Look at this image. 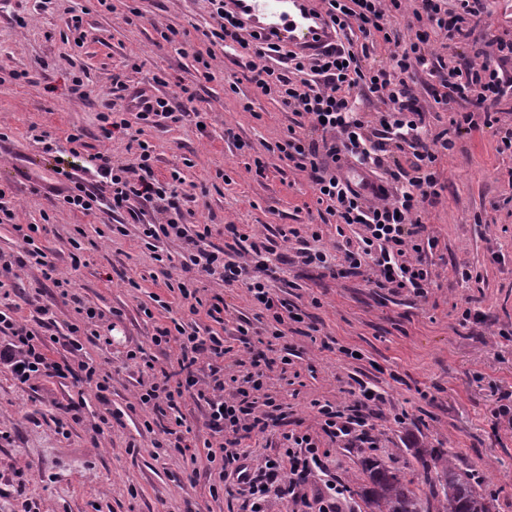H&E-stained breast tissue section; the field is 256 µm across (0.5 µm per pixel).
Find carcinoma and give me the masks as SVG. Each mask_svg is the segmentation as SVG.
I'll return each instance as SVG.
<instances>
[{
    "label": "carcinoma",
    "mask_w": 512,
    "mask_h": 512,
    "mask_svg": "<svg viewBox=\"0 0 512 512\" xmlns=\"http://www.w3.org/2000/svg\"><path fill=\"white\" fill-rule=\"evenodd\" d=\"M414 458L431 497H421L404 470L374 460L365 464V479L357 490L369 512H491L489 501L474 485L475 474L458 467L448 452L417 448Z\"/></svg>",
    "instance_id": "obj_1"
}]
</instances>
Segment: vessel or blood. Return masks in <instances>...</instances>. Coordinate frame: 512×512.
I'll use <instances>...</instances> for the list:
<instances>
[{
    "instance_id": "obj_1",
    "label": "vessel or blood",
    "mask_w": 512,
    "mask_h": 512,
    "mask_svg": "<svg viewBox=\"0 0 512 512\" xmlns=\"http://www.w3.org/2000/svg\"><path fill=\"white\" fill-rule=\"evenodd\" d=\"M227 8L252 31L314 54L335 41L328 19L313 0H226Z\"/></svg>"
}]
</instances>
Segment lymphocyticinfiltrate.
<instances>
[{
    "label": "lymphocytic infiltrate",
    "mask_w": 512,
    "mask_h": 512,
    "mask_svg": "<svg viewBox=\"0 0 512 512\" xmlns=\"http://www.w3.org/2000/svg\"><path fill=\"white\" fill-rule=\"evenodd\" d=\"M212 23L193 48L196 63L205 79H212L215 47H222L240 67L260 94L270 97L283 109L305 120L301 128H288L277 143L279 158L288 168L304 175L317 205L336 223L358 225L356 241L339 245V264H332L325 251L301 245V263L317 264L337 275L371 273L376 287L407 291L425 296L432 283L430 255L436 240L426 232L424 215L447 188L438 169L439 160L455 146V139L471 132L474 113H482L484 126L498 127L503 102L512 96V79L505 67L512 62V39L492 38L488 48L474 47L477 27L487 26L491 13L487 0H455L453 10L442 7L444 0H416L412 18L405 29L394 28L392 13L401 11L403 0H322L323 10L337 32L339 42L321 54L304 56L286 45L247 38V28L224 0H209ZM445 34L449 49L464 45L474 51L462 65L446 63L433 52L431 32ZM383 46L385 62L369 64L372 46ZM438 78L441 90L433 100L438 107L461 99L471 104L468 112H458L446 128L435 131L426 124V109L415 93L419 73ZM376 98L385 105L377 125H370L355 106L356 96ZM169 100L131 91L124 74L112 77V100L98 115L107 137L130 134L134 125L155 127L164 121H177ZM409 155V167L389 165V153ZM154 149L145 140L137 143L136 161L113 164L109 155L97 154L88 178L75 171L54 166L63 177V203L83 213L95 209L126 212L128 223L113 225L115 234L124 236L129 224H137L139 235L156 261H163V243L181 244L178 261L182 269H195L217 289L210 298L197 290L180 288L187 304L189 320L157 326L152 336L155 347L174 349L173 364L158 366L142 347L127 350L126 362L145 368L138 379L139 405L158 417H170L161 425V447L187 454L189 446L182 412L186 401L202 406L209 430L204 439L206 459L218 472V484L210 485V495L219 489L243 495L244 512H270L272 500L311 504L317 512H337L345 486L328 467L331 451L322 439L349 448L375 449L380 445L376 426L370 421L372 407L385 397L368 383H360L356 398L348 404L315 399L311 402L319 434L288 430L282 432L274 454L250 460L244 450L247 440L284 423L288 405L266 393V377L273 360L250 359L240 374H224V336L218 330L224 322L221 288L234 283L267 313L274 338H282L288 323L301 322L300 313L276 296L267 284L263 254L273 253L278 241L299 237L298 229L278 228L276 237L250 242L245 259L225 260L223 249H209V225L190 229L183 222L179 194L174 184L152 175ZM347 165L363 167L371 177V195H364L344 177ZM158 203L166 215L158 223L145 218L144 203ZM14 211L0 190V224H14L26 245L23 254L0 262V278L15 277L17 269L35 268L58 289L61 297L74 305L84 322L68 327L65 336L68 354L56 359L49 354L46 336L19 315L18 307L0 309V365L13 379L30 385L52 379L69 388L70 398L55 400L62 417L78 419L79 400L86 388H94L100 403H107L112 373L88 358L85 342L109 344V336L96 330L103 315L77 294L69 292L68 280L61 276L56 261L36 246L38 225L15 224ZM206 313L207 323L197 320ZM322 477L323 486L315 494L307 488L313 478Z\"/></svg>",
    "instance_id": "f902f5d3"
}]
</instances>
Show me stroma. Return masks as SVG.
<instances>
[{"mask_svg": "<svg viewBox=\"0 0 512 512\" xmlns=\"http://www.w3.org/2000/svg\"><path fill=\"white\" fill-rule=\"evenodd\" d=\"M131 7L139 16L130 22ZM74 14L82 16L86 31L79 46L67 39ZM211 22L208 0H129L113 13L98 0H0V166L33 157L43 162L27 181L0 178V188L12 200L13 224L48 225L36 242L54 255L72 288L104 313L120 312L111 345L89 342L85 348L94 361L116 366L110 399L122 415L96 435L91 423L103 407L89 389L80 420L58 425L51 400L63 397L65 388L44 381L21 385L0 366V512H23L28 505L40 512H240L241 498L209 494L202 408L190 401L183 409L193 427L189 441L197 446L200 478L193 485L182 474L183 457L155 448L158 432L143 426L150 412L134 398L137 368H120L129 346L152 349L155 325L182 313L179 293L160 280L163 264L136 235L112 234L121 215L63 208L45 187L53 159L33 139L38 130L61 143L79 131L84 160L105 152L113 162L133 163L127 138H104L97 121L111 77L121 71L132 90L167 96L182 113L179 123L145 128L143 137L155 148V177L180 174L186 221L210 225L213 246L232 244L230 224L263 237L285 224L306 237L316 230L320 238L313 248L328 252L340 238L355 239L356 227L322 223L307 180L274 150L295 115L257 95L248 71L226 60L223 50H216L215 77L207 80L191 51H178L156 33L160 27L204 30ZM131 60L137 69L128 68ZM79 72L87 85L82 100L67 91L71 74ZM157 75L162 83H154ZM183 84L195 89L193 103L179 98ZM258 159L265 166L260 173ZM439 169L449 188L425 216L437 240L431 256L435 283L425 297L377 288L364 275L331 277L302 264L292 242L279 243L269 257L274 293L297 305L313 329L308 336L288 330L272 343L277 354L291 356L287 369L273 368L267 383L268 393L290 407L289 428L317 432L311 400L346 401L359 378L386 398L372 418L380 448L330 447L333 473L352 490L342 512H365L353 490L370 456L415 475V490L428 495L407 447L412 439L476 469L492 512H512V425L497 415L503 396L512 394V153L500 152L494 129L483 126L460 137ZM13 224H0V255L24 247ZM79 229L84 235L74 267L70 239ZM465 270L471 280H462ZM45 287L40 271H20L16 294L26 300L21 315L35 323L39 306L53 304L56 324L49 333L60 337L79 316L73 305L51 301ZM223 292L231 342L224 363L230 367L247 355L234 338L237 324L249 322L251 332L261 335L267 320L245 288ZM154 293L168 306L148 317L139 305ZM467 309L472 316L466 320ZM402 412L409 424L394 422Z\"/></svg>", "mask_w": 512, "mask_h": 512, "instance_id": "stroma-1", "label": "stroma"}]
</instances>
